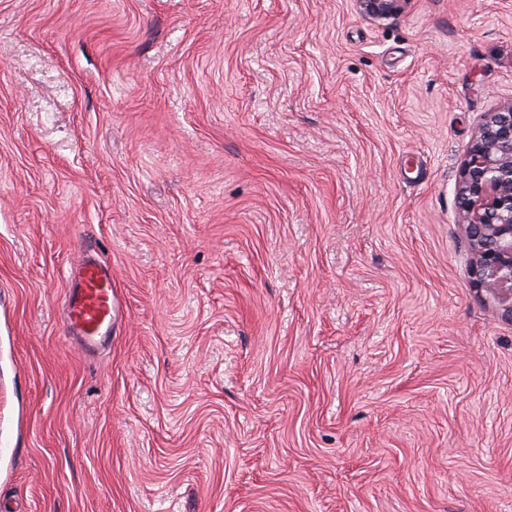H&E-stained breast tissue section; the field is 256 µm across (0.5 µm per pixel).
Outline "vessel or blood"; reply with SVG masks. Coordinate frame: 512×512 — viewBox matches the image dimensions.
Wrapping results in <instances>:
<instances>
[{
  "instance_id": "vessel-or-blood-1",
  "label": "vessel or blood",
  "mask_w": 512,
  "mask_h": 512,
  "mask_svg": "<svg viewBox=\"0 0 512 512\" xmlns=\"http://www.w3.org/2000/svg\"><path fill=\"white\" fill-rule=\"evenodd\" d=\"M72 274V286L65 295L68 329L89 351L112 334L116 314L112 273L86 257L74 266Z\"/></svg>"
}]
</instances>
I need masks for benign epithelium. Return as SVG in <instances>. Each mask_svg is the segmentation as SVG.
<instances>
[{"label":"benign epithelium","mask_w":512,"mask_h":512,"mask_svg":"<svg viewBox=\"0 0 512 512\" xmlns=\"http://www.w3.org/2000/svg\"><path fill=\"white\" fill-rule=\"evenodd\" d=\"M355 2L363 17L384 21L409 0ZM456 204L471 253L469 277L512 319V101L484 115L461 165Z\"/></svg>","instance_id":"1"}]
</instances>
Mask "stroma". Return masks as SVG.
Wrapping results in <instances>:
<instances>
[{
    "label": "stroma",
    "mask_w": 512,
    "mask_h": 512,
    "mask_svg": "<svg viewBox=\"0 0 512 512\" xmlns=\"http://www.w3.org/2000/svg\"><path fill=\"white\" fill-rule=\"evenodd\" d=\"M510 100L512 0H0V512H512L455 199ZM410 0H355L359 13L367 19L384 21L398 16ZM72 287L65 295L69 333L78 336L84 351L112 336L116 308L112 291V271L84 257L72 269Z\"/></svg>",
    "instance_id": "1"
}]
</instances>
